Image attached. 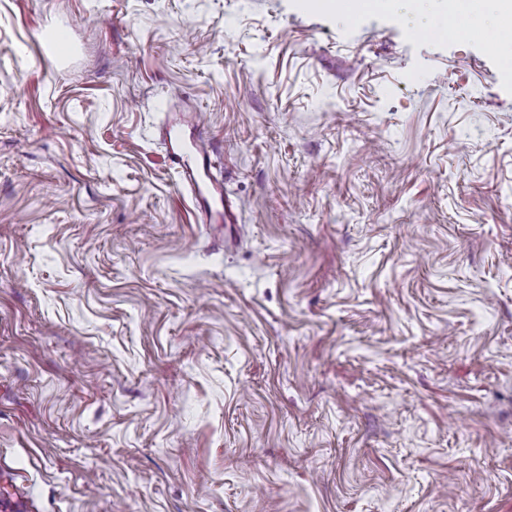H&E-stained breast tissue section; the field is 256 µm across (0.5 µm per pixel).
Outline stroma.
<instances>
[{
    "instance_id": "stroma-1",
    "label": "stroma",
    "mask_w": 512,
    "mask_h": 512,
    "mask_svg": "<svg viewBox=\"0 0 512 512\" xmlns=\"http://www.w3.org/2000/svg\"><path fill=\"white\" fill-rule=\"evenodd\" d=\"M69 27L46 70L33 38ZM193 101L238 241L156 129ZM0 512H512V74L300 0H0Z\"/></svg>"
}]
</instances>
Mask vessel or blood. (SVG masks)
I'll list each match as a JSON object with an SVG mask.
<instances>
[{"label":"vessel or blood","mask_w":512,"mask_h":512,"mask_svg":"<svg viewBox=\"0 0 512 512\" xmlns=\"http://www.w3.org/2000/svg\"><path fill=\"white\" fill-rule=\"evenodd\" d=\"M43 57L51 67H60L72 57L75 46L69 31L40 27L36 32ZM160 139L170 164L179 169L190 188L192 200L204 223L234 224L233 205L224 192L218 171L217 148L209 138L199 114L179 113L166 123Z\"/></svg>","instance_id":"obj_1"}]
</instances>
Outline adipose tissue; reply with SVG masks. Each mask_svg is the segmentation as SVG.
Listing matches in <instances>:
<instances>
[{
    "label": "adipose tissue",
    "instance_id": "adipose-tissue-1",
    "mask_svg": "<svg viewBox=\"0 0 512 512\" xmlns=\"http://www.w3.org/2000/svg\"><path fill=\"white\" fill-rule=\"evenodd\" d=\"M401 7L417 19L426 18L429 11H437L444 26L464 36L473 33L470 17L484 10L497 19L499 27L512 26V0H402Z\"/></svg>",
    "mask_w": 512,
    "mask_h": 512
}]
</instances>
